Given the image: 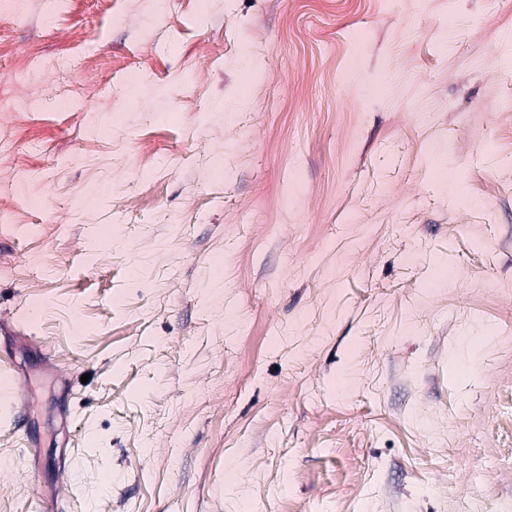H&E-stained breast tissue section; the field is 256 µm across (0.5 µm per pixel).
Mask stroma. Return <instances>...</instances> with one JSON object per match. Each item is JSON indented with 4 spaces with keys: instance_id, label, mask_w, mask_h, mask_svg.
<instances>
[{
    "instance_id": "stroma-1",
    "label": "stroma",
    "mask_w": 512,
    "mask_h": 512,
    "mask_svg": "<svg viewBox=\"0 0 512 512\" xmlns=\"http://www.w3.org/2000/svg\"><path fill=\"white\" fill-rule=\"evenodd\" d=\"M118 10L0 18V512H512V0Z\"/></svg>"
}]
</instances>
